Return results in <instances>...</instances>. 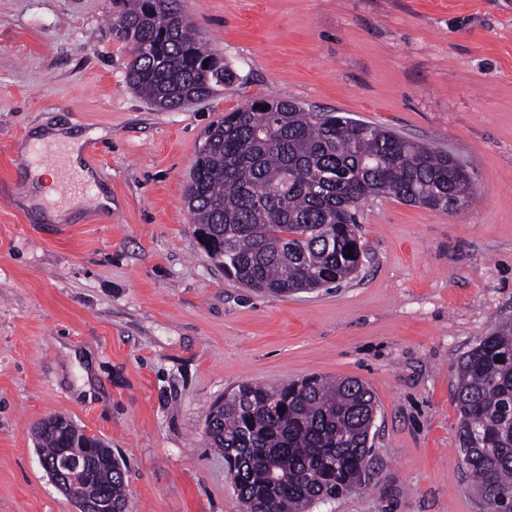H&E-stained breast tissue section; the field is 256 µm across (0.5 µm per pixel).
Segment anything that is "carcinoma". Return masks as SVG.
Segmentation results:
<instances>
[{
	"mask_svg": "<svg viewBox=\"0 0 512 512\" xmlns=\"http://www.w3.org/2000/svg\"><path fill=\"white\" fill-rule=\"evenodd\" d=\"M112 37L132 46L127 80L157 109H181L237 80L185 20L182 0H127L112 19ZM372 197L448 213L475 193L448 153L273 98L251 100L211 127L185 189L195 231L215 246L210 257L235 281L273 295L353 279L364 257L357 208ZM455 402L460 463L485 512H512L496 498L512 491V321L459 361ZM374 410L372 390L354 378L245 383L210 408L205 430L234 472L245 512H310L366 482ZM35 436L53 458L59 436L51 420ZM82 479L89 491L109 493L112 512H129L112 449L100 445Z\"/></svg>",
	"mask_w": 512,
	"mask_h": 512,
	"instance_id": "carcinoma-1",
	"label": "carcinoma"
}]
</instances>
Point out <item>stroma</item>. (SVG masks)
I'll use <instances>...</instances> for the list:
<instances>
[{
	"mask_svg": "<svg viewBox=\"0 0 512 512\" xmlns=\"http://www.w3.org/2000/svg\"><path fill=\"white\" fill-rule=\"evenodd\" d=\"M233 85L163 111L125 78L117 0H0V512H76L34 430L70 418L126 462L132 512H238L205 417L242 383L313 374L377 400L364 486L314 512H483L456 367L512 320V0H183ZM346 112L460 159L453 214L367 200L359 275L273 297L225 277L184 203L209 128L249 100ZM85 140L112 209L39 221L31 131Z\"/></svg>",
	"mask_w": 512,
	"mask_h": 512,
	"instance_id": "1",
	"label": "stroma"
}]
</instances>
